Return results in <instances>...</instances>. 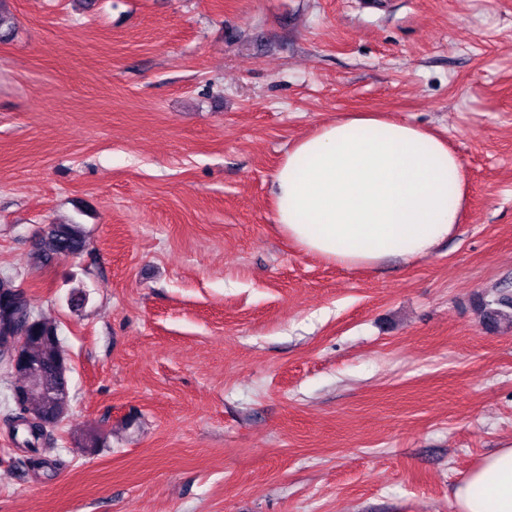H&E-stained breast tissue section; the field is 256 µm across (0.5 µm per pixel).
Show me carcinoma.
<instances>
[{
  "label": "carcinoma",
  "mask_w": 512,
  "mask_h": 512,
  "mask_svg": "<svg viewBox=\"0 0 512 512\" xmlns=\"http://www.w3.org/2000/svg\"><path fill=\"white\" fill-rule=\"evenodd\" d=\"M16 30V20L7 7V0H0V40L10 39ZM88 242L83 225L76 223L52 224L34 243L32 257L38 263L63 254L82 253ZM16 287L9 276L0 278V289L4 290L0 303V336H25V354L36 362L39 386L30 391L23 402L22 410L37 415L65 416L67 410L53 406L49 396L67 382L64 350L59 337V325L47 317L24 319L25 309L31 308L24 292H19L20 300L15 303L9 298V289ZM483 324L496 326L504 321L512 322V292L500 289L490 300L481 304ZM44 433L36 427H20L17 440L24 447L39 451Z\"/></svg>",
  "instance_id": "carcinoma-1"
}]
</instances>
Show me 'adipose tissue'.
<instances>
[{"label":"adipose tissue","mask_w":512,"mask_h":512,"mask_svg":"<svg viewBox=\"0 0 512 512\" xmlns=\"http://www.w3.org/2000/svg\"><path fill=\"white\" fill-rule=\"evenodd\" d=\"M466 182L447 142L375 112L293 142L271 178L274 221L301 252L346 269L423 259L452 237ZM458 512H512V448L457 484Z\"/></svg>","instance_id":"ef3b65f1"}]
</instances>
